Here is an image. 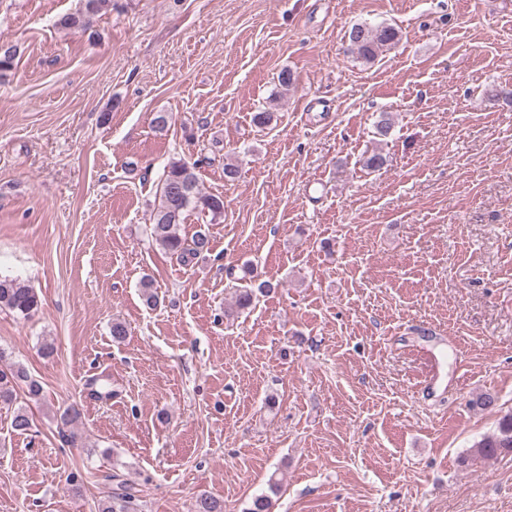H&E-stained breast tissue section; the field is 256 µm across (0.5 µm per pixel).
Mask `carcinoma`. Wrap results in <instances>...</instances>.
Returning <instances> with one entry per match:
<instances>
[{
    "label": "carcinoma",
    "mask_w": 512,
    "mask_h": 512,
    "mask_svg": "<svg viewBox=\"0 0 512 512\" xmlns=\"http://www.w3.org/2000/svg\"><path fill=\"white\" fill-rule=\"evenodd\" d=\"M112 7V0H80L79 8L60 16L55 25L74 34L86 33L90 19ZM357 58L365 63L374 62L386 50L395 48L400 31L388 24H356L348 34ZM18 56V48L12 44H0V78L12 70ZM199 161L186 158L171 161L159 184L158 198L151 214V237L165 253L186 264L209 250L210 239L202 231L187 239L181 235V224L187 212L199 210L212 219L224 215V197L202 191L196 173ZM273 285L263 281L258 288L243 286L237 289L235 306L239 310L251 307L259 293H268ZM41 305L37 291L19 277L0 276V308L7 309L20 318H27ZM27 382L28 394L41 399V386L28 378L21 367L0 369V400L9 401L13 396V383ZM512 455V412L504 414L496 432L473 443L462 462L494 459ZM135 494L132 488L122 485L120 491L103 500L99 512H134Z\"/></svg>",
    "instance_id": "carcinoma-1"
}]
</instances>
